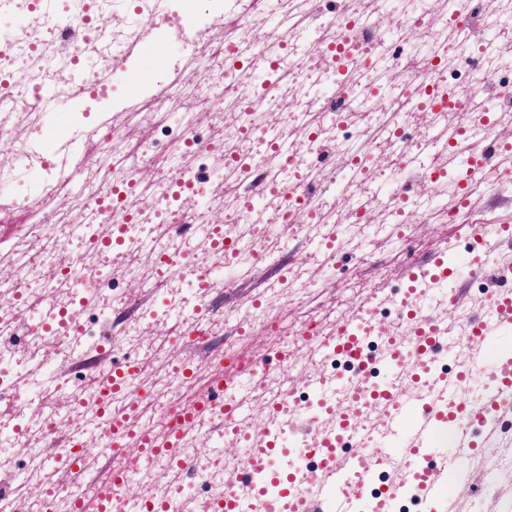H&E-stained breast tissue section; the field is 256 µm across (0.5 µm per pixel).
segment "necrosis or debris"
I'll list each match as a JSON object with an SVG mask.
<instances>
[{
    "label": "necrosis or debris",
    "mask_w": 512,
    "mask_h": 512,
    "mask_svg": "<svg viewBox=\"0 0 512 512\" xmlns=\"http://www.w3.org/2000/svg\"><path fill=\"white\" fill-rule=\"evenodd\" d=\"M277 5L266 28L265 0H0V512H216L270 464L243 447L272 436L315 498L311 450L338 435L350 495L401 482L392 512H415L416 458L380 440L435 400L451 349L469 374L449 407L483 403L471 378L495 387L472 329L512 283V0ZM173 39L186 55L127 90L136 47ZM50 91L76 153L43 149ZM419 224L497 254L500 282L475 271L452 297L425 273L441 243ZM373 241L397 284L362 275ZM293 248L305 261L275 269ZM421 322L440 336L428 358ZM344 333L368 368L337 353ZM487 423L468 512H512V419Z\"/></svg>",
    "instance_id": "1"
}]
</instances>
